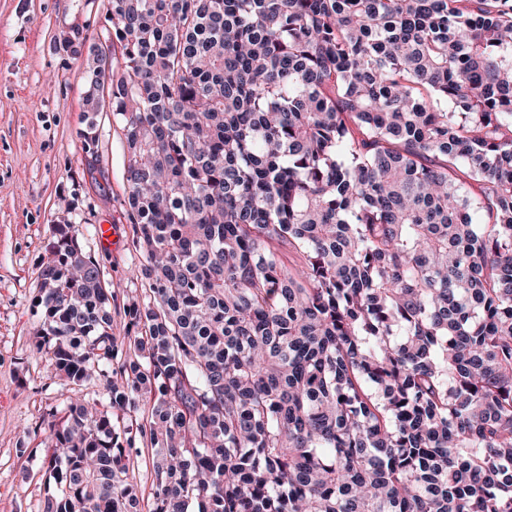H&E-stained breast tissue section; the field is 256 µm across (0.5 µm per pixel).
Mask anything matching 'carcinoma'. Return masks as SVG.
<instances>
[{
    "mask_svg": "<svg viewBox=\"0 0 512 512\" xmlns=\"http://www.w3.org/2000/svg\"><path fill=\"white\" fill-rule=\"evenodd\" d=\"M105 20L109 69L58 43L85 56L87 130L107 97L122 135L141 300L116 364L110 285L57 228L37 343L107 404L48 424L42 512H140L138 442L149 512H512V0ZM138 448L139 450H133L130 454L129 472L142 495V510L143 512H148L153 482V471L149 461V458H151V449L150 445L147 447L145 443L139 444Z\"/></svg>",
    "mask_w": 512,
    "mask_h": 512,
    "instance_id": "carcinoma-1",
    "label": "carcinoma"
}]
</instances>
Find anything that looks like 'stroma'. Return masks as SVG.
I'll return each mask as SVG.
<instances>
[{
  "label": "stroma",
  "mask_w": 512,
  "mask_h": 512,
  "mask_svg": "<svg viewBox=\"0 0 512 512\" xmlns=\"http://www.w3.org/2000/svg\"><path fill=\"white\" fill-rule=\"evenodd\" d=\"M104 0H0V512H40L56 485L46 476L45 428L71 389L54 376L34 336L41 263L58 225H70L111 284L112 321L141 288L133 226L123 215V145L111 109L97 116L95 173L81 133L83 59L57 49L78 31L86 46L108 37ZM117 245L102 248L97 227Z\"/></svg>",
  "instance_id": "1"
}]
</instances>
